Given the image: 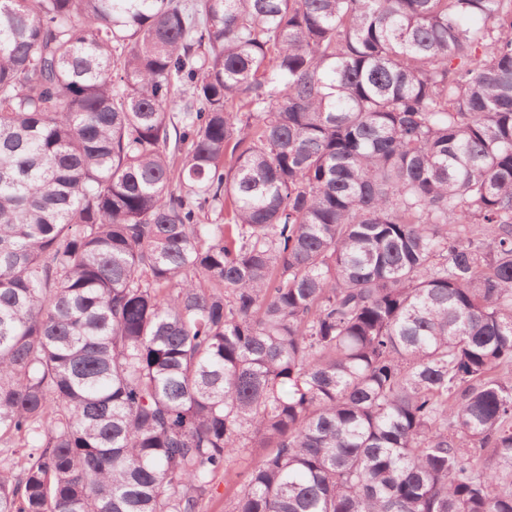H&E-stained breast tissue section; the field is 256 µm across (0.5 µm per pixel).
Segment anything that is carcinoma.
Returning <instances> with one entry per match:
<instances>
[{
  "label": "carcinoma",
  "instance_id": "obj_1",
  "mask_svg": "<svg viewBox=\"0 0 512 512\" xmlns=\"http://www.w3.org/2000/svg\"><path fill=\"white\" fill-rule=\"evenodd\" d=\"M223 475L512 512V0H0V512Z\"/></svg>",
  "mask_w": 512,
  "mask_h": 512
}]
</instances>
